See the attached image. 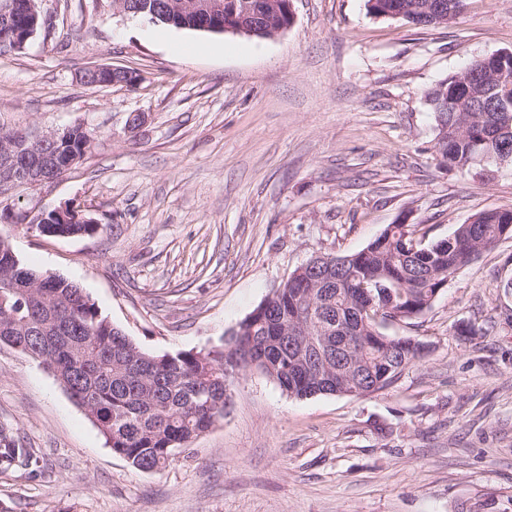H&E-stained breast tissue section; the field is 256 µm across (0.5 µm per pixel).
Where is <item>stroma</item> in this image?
<instances>
[{
  "instance_id": "stroma-1",
  "label": "stroma",
  "mask_w": 512,
  "mask_h": 512,
  "mask_svg": "<svg viewBox=\"0 0 512 512\" xmlns=\"http://www.w3.org/2000/svg\"><path fill=\"white\" fill-rule=\"evenodd\" d=\"M52 26L0 55V132L79 124L91 150L15 208L68 206L101 226L53 237L0 220L28 267L78 283L153 354L218 344L316 254L391 224L430 243L512 209L493 177L440 167L424 93L512 50V0L448 25L376 18L366 0H293L273 37L177 29L112 0H38ZM95 65L137 85L92 87ZM144 123L129 130L130 115ZM512 238L449 278L389 336L428 345L371 397L283 393L258 370L224 418L159 471L106 447L38 362L0 344V432L38 468H0V512H512Z\"/></svg>"
}]
</instances>
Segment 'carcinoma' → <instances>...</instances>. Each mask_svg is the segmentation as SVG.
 I'll return each instance as SVG.
<instances>
[{"label": "carcinoma", "mask_w": 512, "mask_h": 512, "mask_svg": "<svg viewBox=\"0 0 512 512\" xmlns=\"http://www.w3.org/2000/svg\"><path fill=\"white\" fill-rule=\"evenodd\" d=\"M259 14L257 37H268L287 22L283 10L269 0H235ZM138 17L178 29L200 30L203 20L176 6L152 14L154 0H138ZM466 0H367L376 17L402 20L418 27L445 25L464 10ZM461 71L425 92L435 114L433 150L448 169L474 172L489 179L495 165L480 164L479 156L512 148V89L503 92L495 68L483 70L469 83L466 97L451 105L450 93ZM91 133L70 127L60 143L58 160L84 157ZM37 222L42 234L88 236L97 224H63L47 216ZM512 221V210H484L448 237L423 244L405 224H395L363 249L327 254L316 264L296 268L270 296L246 316L220 344L208 349L154 355L132 343L99 311L76 283L25 266L8 239L0 236V343L26 346L36 336L50 342L46 368L71 399L90 417L112 453L142 471H156L185 452L190 442L224 417L236 374L256 369L295 398L378 393L422 357V343L411 337H391L381 330L386 321L412 320L428 310L452 274L493 249ZM373 277L349 279L351 269ZM358 337L349 356V371L336 362V330ZM35 462L29 448L0 437V466Z\"/></svg>", "instance_id": "obj_1"}]
</instances>
